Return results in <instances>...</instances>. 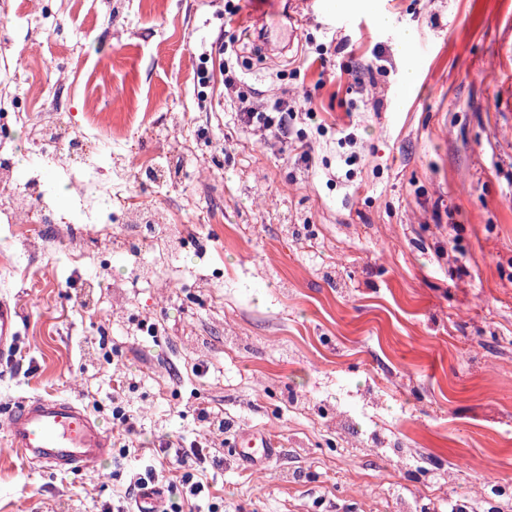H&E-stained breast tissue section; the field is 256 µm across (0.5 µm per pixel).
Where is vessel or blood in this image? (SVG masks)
Instances as JSON below:
<instances>
[{
	"mask_svg": "<svg viewBox=\"0 0 512 512\" xmlns=\"http://www.w3.org/2000/svg\"><path fill=\"white\" fill-rule=\"evenodd\" d=\"M18 306L0 300V358L16 348L20 338ZM11 447L25 459L45 468L80 473L89 465L112 457V438L98 420L75 401L60 397H37L19 401L7 410ZM275 442L265 434L244 431L228 441L227 448L247 463L274 455Z\"/></svg>",
	"mask_w": 512,
	"mask_h": 512,
	"instance_id": "vessel-or-blood-1",
	"label": "vessel or blood"
}]
</instances>
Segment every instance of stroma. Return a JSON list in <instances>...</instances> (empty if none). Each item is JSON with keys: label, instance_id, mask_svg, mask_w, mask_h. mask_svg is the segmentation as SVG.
<instances>
[{"label": "stroma", "instance_id": "stroma-1", "mask_svg": "<svg viewBox=\"0 0 512 512\" xmlns=\"http://www.w3.org/2000/svg\"><path fill=\"white\" fill-rule=\"evenodd\" d=\"M229 5L252 6L0 5V153L17 187L38 182L67 218L35 247L0 223V296L21 312L0 413L66 397L115 450L61 473L27 462L0 429V512H127L135 472L175 480L167 440L222 460L182 512H512V0H311L293 45L260 48ZM224 44L236 91L215 67L197 79L200 53ZM320 48L325 69L299 64ZM378 49L384 70L356 87L351 71ZM280 90L309 94L318 112L292 126L311 167L230 109L238 93L262 103ZM32 105L91 142V199L14 121ZM142 153L165 182L130 165ZM135 194L178 209L183 243L167 264L149 241L112 246ZM119 407L135 441L113 423ZM204 410L231 434H272L275 455L258 466L231 455Z\"/></svg>", "mask_w": 512, "mask_h": 512}]
</instances>
